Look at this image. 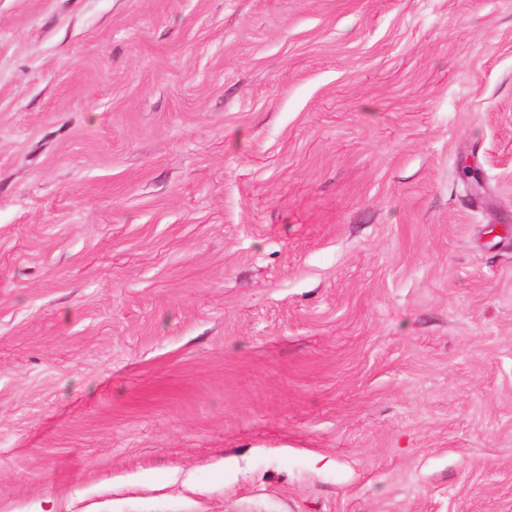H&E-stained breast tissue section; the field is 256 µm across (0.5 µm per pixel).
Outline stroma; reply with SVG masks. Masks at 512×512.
<instances>
[{
	"instance_id": "stroma-1",
	"label": "stroma",
	"mask_w": 512,
	"mask_h": 512,
	"mask_svg": "<svg viewBox=\"0 0 512 512\" xmlns=\"http://www.w3.org/2000/svg\"><path fill=\"white\" fill-rule=\"evenodd\" d=\"M0 512H512V0H0Z\"/></svg>"
}]
</instances>
